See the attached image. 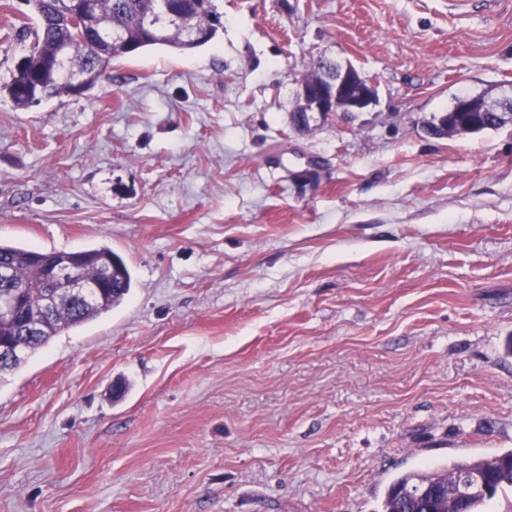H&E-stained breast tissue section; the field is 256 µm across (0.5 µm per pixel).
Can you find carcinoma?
<instances>
[{
	"instance_id": "obj_1",
	"label": "carcinoma",
	"mask_w": 512,
	"mask_h": 512,
	"mask_svg": "<svg viewBox=\"0 0 512 512\" xmlns=\"http://www.w3.org/2000/svg\"><path fill=\"white\" fill-rule=\"evenodd\" d=\"M172 11L187 5L185 0H93L98 24L91 32L75 25L74 6L60 5L58 0H28L38 20L36 43L15 66L8 81L0 84V93H6L15 107L26 109L31 105L62 95H78L65 67L55 66L58 58L80 64L92 79L85 88L91 91L108 78L112 60L138 54L155 46H166L177 51H190L205 45L191 42L179 33L177 17L166 13L163 2ZM203 10L214 39L224 27L222 15L214 0H207ZM471 126H461L459 115H448V135L477 134L498 130L501 125L491 120V114H466ZM62 253L40 252L24 247L0 243V268L12 271V281L22 285V307L28 313L42 311L50 275ZM86 273L100 277L106 273L103 259H108L113 274L107 277L102 297L90 307L61 306L48 323V331L40 336H24L18 323L0 319V339L20 342L30 355L65 330L82 325L119 305L132 288V276L122 255L101 246L81 251ZM485 477L489 494L476 495L468 503V512H485L484 506L496 493L512 486V450L490 460L469 458L454 461L444 467L426 472H406L391 481L387 487L382 512H448L449 500L436 504L424 494L426 485H453L461 475Z\"/></svg>"
}]
</instances>
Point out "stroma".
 Masks as SVG:
<instances>
[{
    "label": "stroma",
    "mask_w": 512,
    "mask_h": 512,
    "mask_svg": "<svg viewBox=\"0 0 512 512\" xmlns=\"http://www.w3.org/2000/svg\"><path fill=\"white\" fill-rule=\"evenodd\" d=\"M206 46L0 95V242L106 246L118 306L0 375V512H380L512 449V0H215ZM0 0V82L35 42ZM375 87L292 123L319 60ZM448 113V123L446 126L448 127V135H463V134H477L484 131L489 130H498L502 127L500 124H496L494 121L490 119L492 116L491 113H480L484 112L479 110L475 104L469 99L456 100L453 107L446 111ZM441 112V113H446ZM450 112H473L466 114H455L451 115ZM440 113V114H441ZM460 117H468L471 121V126L458 128L461 125Z\"/></svg>",
    "instance_id": "1"
}]
</instances>
